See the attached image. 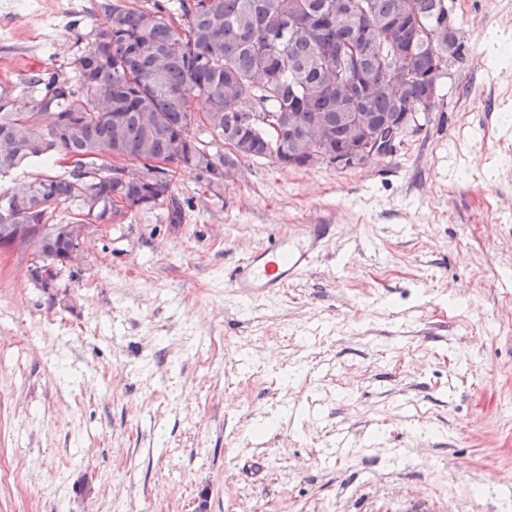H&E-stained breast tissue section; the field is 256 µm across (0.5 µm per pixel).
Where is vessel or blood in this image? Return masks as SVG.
<instances>
[{"label":"vessel or blood","mask_w":512,"mask_h":512,"mask_svg":"<svg viewBox=\"0 0 512 512\" xmlns=\"http://www.w3.org/2000/svg\"><path fill=\"white\" fill-rule=\"evenodd\" d=\"M326 244L317 227L298 225L242 259L231 286L257 297L278 294L316 263Z\"/></svg>","instance_id":"vessel-or-blood-1"}]
</instances>
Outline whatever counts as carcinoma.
I'll list each match as a JSON object with an SVG mask.
<instances>
[{"label": "carcinoma", "mask_w": 512, "mask_h": 512, "mask_svg": "<svg viewBox=\"0 0 512 512\" xmlns=\"http://www.w3.org/2000/svg\"><path fill=\"white\" fill-rule=\"evenodd\" d=\"M179 17L158 2L109 7L103 28L75 64V76L47 69L28 78L31 105L17 108L0 89V179L32 161L86 157L101 175L0 184V246L22 226L35 256L50 239L56 206L74 205L68 226L110 224L117 202L164 206L182 223L168 170L212 180L241 158L288 159L296 139L315 131L347 133L344 113L371 128L402 112H428L437 97L440 55L461 48L448 0H179ZM355 42L358 56L339 55ZM401 50L396 69H379L386 50ZM204 99L211 137L239 154L209 149L192 124L189 103ZM259 114L250 121L245 113ZM292 115L291 123L277 118ZM65 120L57 135L52 116ZM114 154L146 162L142 176L110 175Z\"/></svg>", "instance_id": "obj_1"}]
</instances>
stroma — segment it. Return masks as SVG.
<instances>
[{
    "instance_id": "obj_1",
    "label": "stroma",
    "mask_w": 512,
    "mask_h": 512,
    "mask_svg": "<svg viewBox=\"0 0 512 512\" xmlns=\"http://www.w3.org/2000/svg\"><path fill=\"white\" fill-rule=\"evenodd\" d=\"M112 0H18L0 84L71 72ZM434 109L356 169L244 159L92 227L44 289L0 249V512H512V0H450ZM333 241L279 295L229 291L271 234Z\"/></svg>"
}]
</instances>
